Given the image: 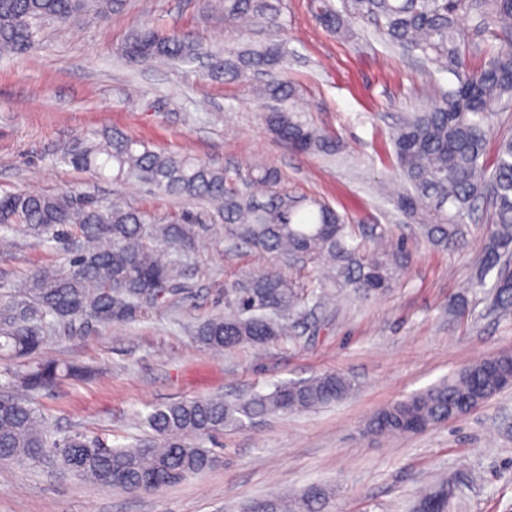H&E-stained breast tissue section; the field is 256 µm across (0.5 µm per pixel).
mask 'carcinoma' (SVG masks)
<instances>
[{
    "label": "carcinoma",
    "instance_id": "1",
    "mask_svg": "<svg viewBox=\"0 0 512 512\" xmlns=\"http://www.w3.org/2000/svg\"><path fill=\"white\" fill-rule=\"evenodd\" d=\"M119 0H0V54L31 49L48 20L75 15L100 16ZM319 21L349 35L352 24L367 21L389 44L413 52L451 74L457 84L441 90L431 107L405 118L392 143L396 166L407 186L398 204L434 245L448 250L466 244L467 220L478 204L489 212V227L476 266V285L484 286L496 271L493 288L498 304L512 309V135L496 136V111L512 101V0H329L318 7ZM500 46L480 64L465 49L461 21ZM247 21L275 29L280 25L276 0H224V22ZM134 61H186L199 53L192 36L145 27L122 49ZM286 56L283 45L270 43L237 53L225 51L213 71L238 80L249 71L271 70ZM265 99L288 103L265 114L270 132L302 153L326 151L328 137L304 119L295 87L287 80L256 88ZM498 137L494 155L488 154ZM64 162L116 180L135 179L157 191L186 201L203 200L224 219V236L277 258L305 256L315 268V284L307 290L276 267L249 273L224 289L226 311L197 323L194 340L218 354L242 344L263 345L288 337V326L307 308L322 307L335 295L351 291L367 298L385 292L397 280L402 241L385 229L357 235L340 214L316 200L273 191L265 200L256 186L272 187L278 175L252 170L245 187L229 169L195 158L150 149L119 132L99 142L74 147ZM20 224L37 237L81 239L80 248L63 269L44 267L17 285L12 300L0 305V356H33L56 322L104 326L137 318L145 299L163 282L174 283L181 268L173 254L195 239L200 228L190 214L172 224H159L146 211L118 203L103 209L77 194L42 195L19 192L0 197V227ZM84 372L54 361L30 362L13 373L14 393L0 395V462L43 461L81 480L129 492H151L181 483L210 467L213 451L206 441L228 428L273 414L309 411L347 397L354 384L325 373L309 380L281 383L269 393H256L237 403L218 396L170 402L145 417L150 439L113 448L104 439L83 433L58 436L37 410L30 393L54 386L62 377ZM491 371L483 360L411 396L379 410L367 429L376 435L420 433L465 413L466 398L487 388ZM437 488L419 504L448 512ZM326 498L319 486L285 502L277 497L252 502L272 512H321Z\"/></svg>",
    "mask_w": 512,
    "mask_h": 512
}]
</instances>
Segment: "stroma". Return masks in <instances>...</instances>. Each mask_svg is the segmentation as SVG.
Masks as SVG:
<instances>
[{"mask_svg": "<svg viewBox=\"0 0 512 512\" xmlns=\"http://www.w3.org/2000/svg\"><path fill=\"white\" fill-rule=\"evenodd\" d=\"M279 9V30H244L225 28L222 0H125L99 17L49 22L31 50L0 57V196L76 193L102 207L119 197L165 223L190 211L209 228L186 257L187 276L171 303L129 324L49 335L41 359L87 376L39 392L34 405L59 430L122 447L145 438L142 419L153 407L173 401H233L323 373L351 379L354 391L329 407L225 431L213 468L157 492L0 463V512H243L251 501L292 499L314 485L327 491L323 512H411L444 479L459 482L449 512H512V389L422 433L365 430L379 409L512 350V315L494 308L490 289L472 284L486 212L476 215L466 245L448 251L421 239L397 204L404 183L391 133L436 97L431 66L388 47L371 24L354 25L349 36L330 31L318 22L314 0H279ZM145 24L193 35L202 55L186 64L129 61L122 47ZM270 42L284 43L288 54L276 74L296 86L307 121L337 140L335 156L277 141L263 120L273 101L254 99L249 82L209 76L213 55ZM106 130L244 180L253 167L274 169L279 190L326 202L356 228H390L408 246L396 283L370 299L340 296L291 339L212 353L185 324L223 312L225 284L275 259L226 243L224 221L206 202L62 163L65 152ZM9 237L0 253V302L30 271L62 266L79 247L74 238L35 242L19 226Z\"/></svg>", "mask_w": 512, "mask_h": 512, "instance_id": "obj_1", "label": "stroma"}]
</instances>
